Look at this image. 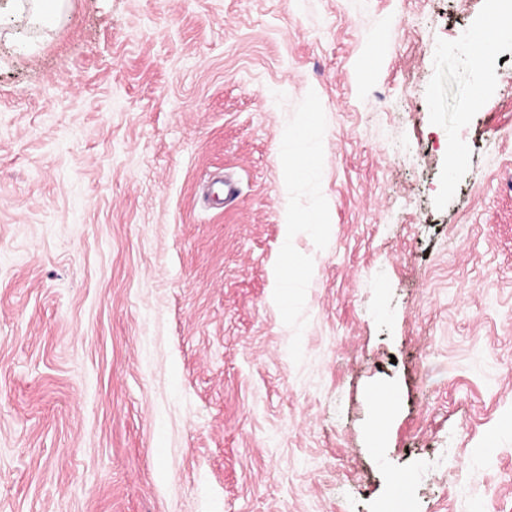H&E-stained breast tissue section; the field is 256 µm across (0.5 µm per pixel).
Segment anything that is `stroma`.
<instances>
[{"label":"stroma","instance_id":"1","mask_svg":"<svg viewBox=\"0 0 512 512\" xmlns=\"http://www.w3.org/2000/svg\"><path fill=\"white\" fill-rule=\"evenodd\" d=\"M29 3L0 26V512H384L400 474L410 512H512L491 0ZM498 24H499V20L496 18H492L488 22L487 27H486L489 29H485V28L481 29V30L485 31L486 46L483 42L482 33L479 32L476 34L475 41L477 42V44L481 45L482 48L485 49V47H486L485 50L475 47L473 44V40H472L471 53H472V57H473L474 61L476 62V64L478 66L480 65V61H481L483 55L486 57L487 51L492 46H494L500 39L510 37V34H507L510 30H494L493 29V28L497 27ZM478 69H479L478 80L483 86H487L488 84H490L494 81L495 76H494L492 70L485 68L482 64L478 67Z\"/></svg>","mask_w":512,"mask_h":512}]
</instances>
